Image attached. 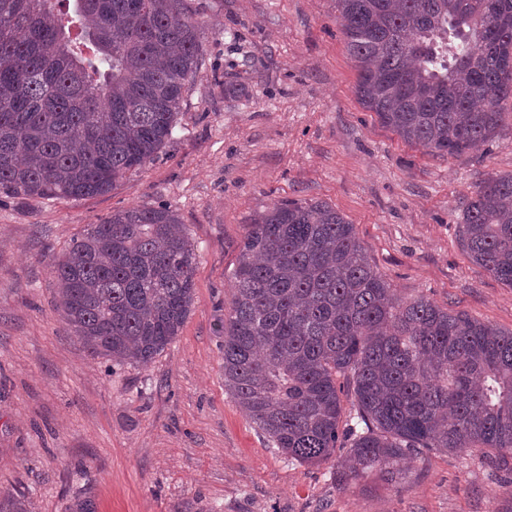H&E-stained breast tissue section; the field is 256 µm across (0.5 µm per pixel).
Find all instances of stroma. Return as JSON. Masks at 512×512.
Instances as JSON below:
<instances>
[{
	"label": "stroma",
	"instance_id": "1",
	"mask_svg": "<svg viewBox=\"0 0 512 512\" xmlns=\"http://www.w3.org/2000/svg\"><path fill=\"white\" fill-rule=\"evenodd\" d=\"M193 3L204 63L154 160L102 195L0 200V497L28 512H512V467L466 452L420 453L396 485H340L347 437L321 465L289 463L226 390L223 360L247 226L288 200L342 213L400 297L511 331L512 287L469 259L455 220L512 172V101L498 139L437 159L359 102L336 0ZM135 205L170 207L198 246L191 312L145 367L88 355L48 267Z\"/></svg>",
	"mask_w": 512,
	"mask_h": 512
}]
</instances>
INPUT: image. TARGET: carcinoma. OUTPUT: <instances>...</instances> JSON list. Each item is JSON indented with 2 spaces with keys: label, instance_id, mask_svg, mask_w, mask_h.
Wrapping results in <instances>:
<instances>
[{
  "label": "carcinoma",
  "instance_id": "carcinoma-1",
  "mask_svg": "<svg viewBox=\"0 0 512 512\" xmlns=\"http://www.w3.org/2000/svg\"><path fill=\"white\" fill-rule=\"evenodd\" d=\"M355 93L404 141L447 159L495 141L512 99V0H336ZM205 23L189 0H0V196L105 194L171 139ZM472 262L512 287V173L463 202ZM196 246L168 207L91 224L51 264L62 318L92 357L148 365L178 336ZM224 318V386L288 459L346 485L404 480L433 448L512 455V331L402 300L332 206L288 200L248 225Z\"/></svg>",
  "mask_w": 512,
  "mask_h": 512
}]
</instances>
